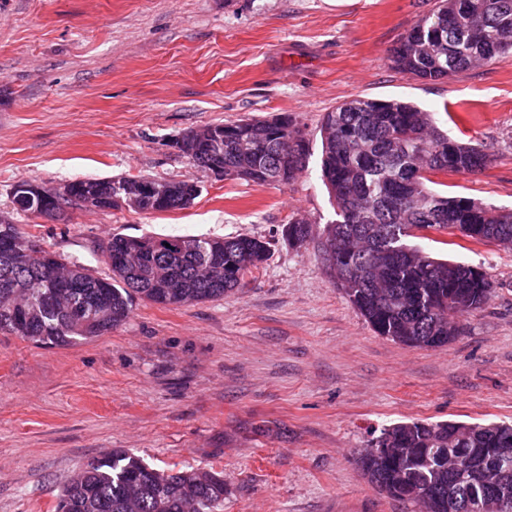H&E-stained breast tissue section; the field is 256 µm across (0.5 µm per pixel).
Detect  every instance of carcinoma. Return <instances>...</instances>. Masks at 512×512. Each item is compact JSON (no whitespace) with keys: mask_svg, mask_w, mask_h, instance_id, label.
Wrapping results in <instances>:
<instances>
[{"mask_svg":"<svg viewBox=\"0 0 512 512\" xmlns=\"http://www.w3.org/2000/svg\"><path fill=\"white\" fill-rule=\"evenodd\" d=\"M512 51V0H437L390 51L396 69L436 81L489 65ZM320 170L336 219L323 230V253L337 287L376 333L408 347H439L459 335L448 318L482 309L493 283L486 273L460 262L432 257L418 243L419 229L448 231L477 242L512 245V211L467 198L445 197L429 187L437 173L484 169L481 147L448 139L432 114L398 99L354 97L324 113ZM309 140L288 115L239 119L224 124V150L187 157L205 171L217 165L224 176L258 186L285 184L305 168ZM12 188L14 209L41 213ZM168 195L142 202L151 214L185 209L200 195L193 181H166ZM76 198L92 196L94 210L129 208L111 192L109 179L68 182ZM312 234L307 219L294 217L283 235L297 245ZM18 240L32 235L0 214V329L36 345L70 347L124 323L133 305L147 301L186 306L222 299L243 287L245 276L263 264L270 242L247 235L211 238L191 235L112 234L99 250L108 273L92 262L54 254H15ZM389 451L361 458L363 472L378 475L379 491L413 501L430 489V512H448V494L461 510L489 495L508 498L512 512V471L493 483L489 462L512 454V426L422 421L392 424ZM220 472L157 470L140 457L114 449L88 463L64 485L57 512H222Z\"/></svg>","mask_w":512,"mask_h":512,"instance_id":"1","label":"carcinoma"}]
</instances>
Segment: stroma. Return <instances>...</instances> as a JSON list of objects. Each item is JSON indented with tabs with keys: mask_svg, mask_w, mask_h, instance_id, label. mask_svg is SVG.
I'll return each mask as SVG.
<instances>
[{
	"mask_svg": "<svg viewBox=\"0 0 512 512\" xmlns=\"http://www.w3.org/2000/svg\"><path fill=\"white\" fill-rule=\"evenodd\" d=\"M437 0H0V211L21 181L145 175L197 182L185 209L70 207L15 221L46 249L91 258L112 234L269 240L235 294L137 302L112 332L70 347L0 331V512H55L64 484L115 448L156 469L223 473L224 512H417L371 485L355 457L402 421L512 424V247L430 233L432 256L481 267L487 304L445 346L374 332L330 276L321 232L323 114L356 96L430 111L480 144L484 170L436 192L512 209V53L428 82L389 53ZM288 114L304 171L257 186L194 167L192 127ZM309 219L302 246L281 230Z\"/></svg>",
	"mask_w": 512,
	"mask_h": 512,
	"instance_id": "stroma-1",
	"label": "stroma"
}]
</instances>
